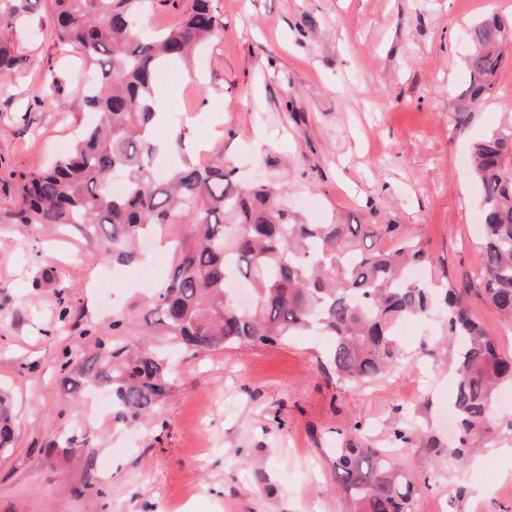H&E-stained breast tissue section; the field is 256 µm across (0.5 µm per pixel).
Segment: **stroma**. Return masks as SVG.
<instances>
[{
	"mask_svg": "<svg viewBox=\"0 0 512 512\" xmlns=\"http://www.w3.org/2000/svg\"><path fill=\"white\" fill-rule=\"evenodd\" d=\"M224 27L195 68L158 88L166 112L151 130L183 135L195 161L223 152L249 182L285 185L289 209L309 224L393 223L431 256L423 282L477 278L479 198L465 158L471 141L512 118V60L474 110L467 137L452 131L468 85L467 33L512 20V0H212ZM36 4L22 40L25 72L0 94V389L17 425L0 459V512H345L331 457L361 429L420 479L412 512H512V463L497 444L471 463L447 449L455 428L454 352L434 312L400 334L404 360L352 388L328 366L330 342L293 336L190 356L176 352L175 385L158 413L134 424L73 397L62 384L68 351L97 352L127 314L141 337L137 269L163 284L173 271L169 225L141 258L117 262L71 226L14 224L10 172L34 171L67 152L92 114L81 59L50 37ZM474 319L512 353V327L481 295ZM413 439H393L396 427ZM84 439L77 455L70 437Z\"/></svg>",
	"mask_w": 512,
	"mask_h": 512,
	"instance_id": "stroma-1",
	"label": "stroma"
}]
</instances>
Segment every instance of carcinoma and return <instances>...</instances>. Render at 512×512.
Listing matches in <instances>:
<instances>
[{"label":"carcinoma","mask_w":512,"mask_h":512,"mask_svg":"<svg viewBox=\"0 0 512 512\" xmlns=\"http://www.w3.org/2000/svg\"><path fill=\"white\" fill-rule=\"evenodd\" d=\"M168 2L47 0L51 36L93 72L96 86L84 90V102L94 119L51 167L12 174L14 223L76 224L118 262L136 258L151 228L185 224L191 238L177 243L172 274L146 301L165 340L195 354L316 330L332 341L329 364L337 382L358 387L379 378L402 358L397 325L435 307L432 291L407 277L410 267L429 264V255L399 224H305L282 201V187L241 181L222 152L207 165L187 160L157 175L156 157L168 146L146 132L157 122L158 74L191 62L196 48L224 26L211 0H191L175 25L145 35L141 13ZM32 10V0H0V94L23 70L24 55L8 37L22 36ZM507 31L495 17L469 31V85L454 113L460 136L470 126L469 106L493 87L505 62ZM467 163L482 213L480 293L511 327L512 124L475 141ZM386 236L393 239L389 249L381 245ZM471 292L463 280L443 294L448 345L456 348L453 455L461 463L494 443L497 430L512 431V416L496 410L500 389L512 385V356L502 355L473 319ZM125 322L113 316L114 342L79 361V378L70 375L69 352L61 371L75 389L108 384L115 418L136 421L158 412L175 376L160 349L116 341ZM13 439L10 400L0 393L1 454L11 451ZM334 467L351 512H411L417 481L387 451L370 446L359 428L337 443Z\"/></svg>","instance_id":"1"}]
</instances>
